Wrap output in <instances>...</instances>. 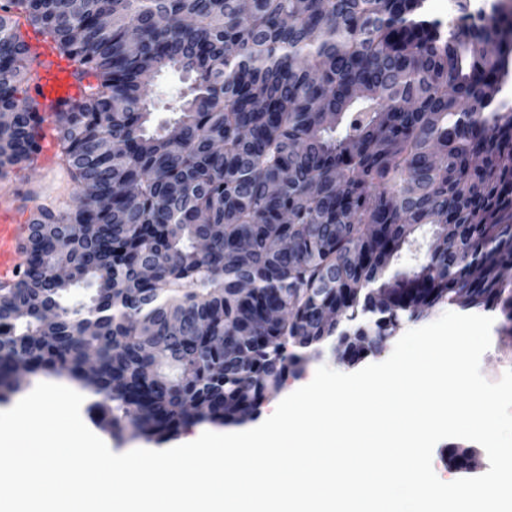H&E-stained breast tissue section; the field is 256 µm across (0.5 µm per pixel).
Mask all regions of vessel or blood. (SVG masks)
<instances>
[{
    "mask_svg": "<svg viewBox=\"0 0 512 512\" xmlns=\"http://www.w3.org/2000/svg\"><path fill=\"white\" fill-rule=\"evenodd\" d=\"M43 67L30 88L42 104L43 124L41 151L34 163L46 176L36 186L37 192L48 193L49 175L58 167V145L54 135V120L57 112L71 101L80 99L95 84L92 74H78L62 68L50 47L41 49ZM34 211L23 204L14 189L0 191V285L10 287L17 283L24 262V246L30 234Z\"/></svg>",
    "mask_w": 512,
    "mask_h": 512,
    "instance_id": "1",
    "label": "vessel or blood"
}]
</instances>
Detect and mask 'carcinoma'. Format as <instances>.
I'll return each mask as SVG.
<instances>
[{"mask_svg": "<svg viewBox=\"0 0 512 512\" xmlns=\"http://www.w3.org/2000/svg\"><path fill=\"white\" fill-rule=\"evenodd\" d=\"M34 40L97 85L57 114L73 203L38 206L0 291L1 404L26 362L89 392L100 428L161 444L252 421L308 353L353 365L437 306L498 311L512 335V17L474 32L425 0H0V171L40 151ZM164 71L189 84L155 124ZM419 229L424 262L397 267ZM61 263L68 282L32 273Z\"/></svg>", "mask_w": 512, "mask_h": 512, "instance_id": "1", "label": "carcinoma"}]
</instances>
